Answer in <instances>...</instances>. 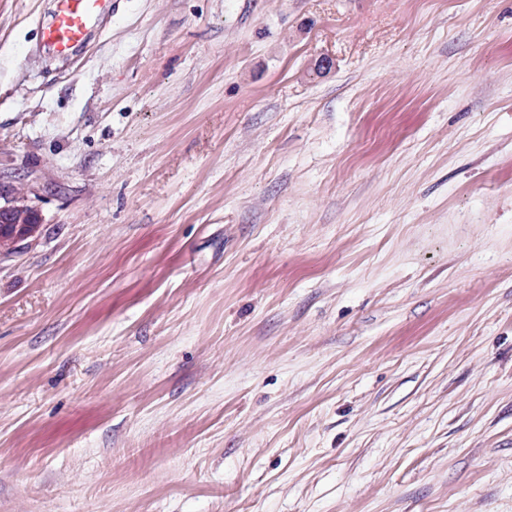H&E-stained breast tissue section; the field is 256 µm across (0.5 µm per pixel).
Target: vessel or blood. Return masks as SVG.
<instances>
[{"label":"vessel or blood","instance_id":"vessel-or-blood-1","mask_svg":"<svg viewBox=\"0 0 512 512\" xmlns=\"http://www.w3.org/2000/svg\"><path fill=\"white\" fill-rule=\"evenodd\" d=\"M111 14L112 0H55L51 19L41 29V47L52 56L70 57Z\"/></svg>","mask_w":512,"mask_h":512}]
</instances>
